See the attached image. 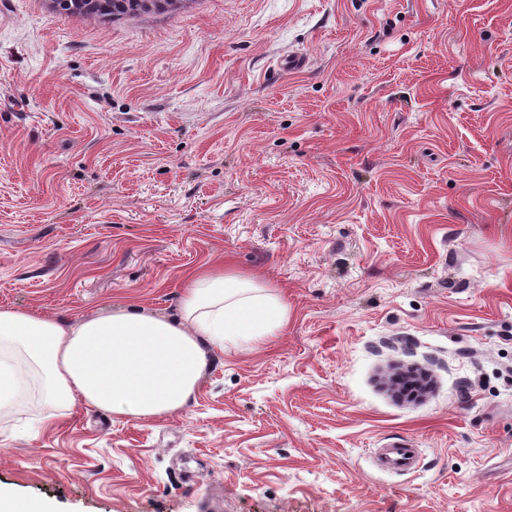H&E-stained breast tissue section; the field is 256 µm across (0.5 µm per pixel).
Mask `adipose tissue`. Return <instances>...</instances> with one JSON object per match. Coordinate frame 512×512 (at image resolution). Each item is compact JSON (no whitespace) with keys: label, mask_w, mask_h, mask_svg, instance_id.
<instances>
[{"label":"adipose tissue","mask_w":512,"mask_h":512,"mask_svg":"<svg viewBox=\"0 0 512 512\" xmlns=\"http://www.w3.org/2000/svg\"><path fill=\"white\" fill-rule=\"evenodd\" d=\"M288 323L280 294L216 262L183 276L180 315L134 308L70 325L0 309V410L23 406L39 374L49 418L81 403L136 421L180 412L207 366V347L259 341Z\"/></svg>","instance_id":"obj_1"}]
</instances>
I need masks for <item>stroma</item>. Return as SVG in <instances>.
<instances>
[{
    "label": "stroma",
    "instance_id": "stroma-1",
    "mask_svg": "<svg viewBox=\"0 0 512 512\" xmlns=\"http://www.w3.org/2000/svg\"><path fill=\"white\" fill-rule=\"evenodd\" d=\"M304 54V68L278 62ZM229 261L286 327L150 422L42 380L0 486L53 512H512V0H0V308L179 313ZM425 370L423 397L396 375ZM408 441L420 467L379 468ZM188 0H50V10L60 18H144L183 7Z\"/></svg>",
    "mask_w": 512,
    "mask_h": 512
}]
</instances>
